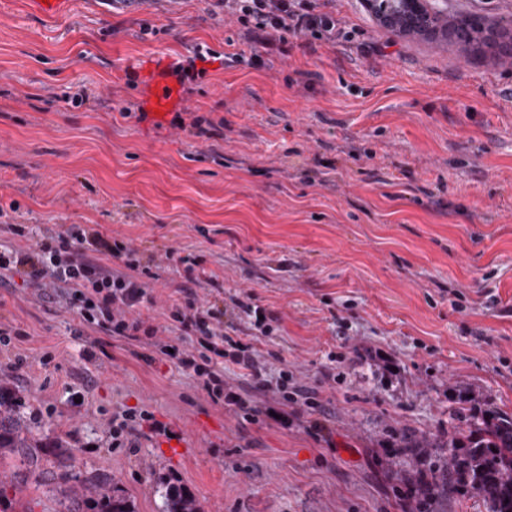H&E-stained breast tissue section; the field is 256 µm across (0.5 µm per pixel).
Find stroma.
<instances>
[{
  "mask_svg": "<svg viewBox=\"0 0 512 512\" xmlns=\"http://www.w3.org/2000/svg\"><path fill=\"white\" fill-rule=\"evenodd\" d=\"M325 8L348 40L291 36L256 66L218 0H67L54 17L0 0V244L20 224L33 242L88 225L131 245L158 273L139 310L156 326L184 281L167 251L195 257L199 298L268 380L319 392L287 424L245 421L10 277L0 384L135 512H162L167 481L201 512H417L423 456L398 433L462 436L467 396L512 414V55L388 31L362 0ZM460 12L512 30V0H448ZM154 54L185 71L183 125L138 115ZM247 294L276 317L270 335L232 312ZM126 409L147 418L116 446Z\"/></svg>",
  "mask_w": 512,
  "mask_h": 512,
  "instance_id": "1",
  "label": "stroma"
}]
</instances>
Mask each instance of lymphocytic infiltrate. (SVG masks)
Wrapping results in <instances>:
<instances>
[{
    "instance_id": "obj_1",
    "label": "lymphocytic infiltrate",
    "mask_w": 512,
    "mask_h": 512,
    "mask_svg": "<svg viewBox=\"0 0 512 512\" xmlns=\"http://www.w3.org/2000/svg\"><path fill=\"white\" fill-rule=\"evenodd\" d=\"M224 6L246 25L251 40L271 33L282 40L309 34L334 43L347 36L343 18L321 10L319 0H224ZM8 230L21 244L0 254L1 270L39 290H53L82 325L134 341L147 337L148 350L172 356L182 371L199 380L213 403L231 406L250 421L261 414L254 400L225 383L224 369L230 363L248 370L257 387L271 390L281 404L308 399L305 389L289 388L287 380L269 384L266 366L252 346L225 329L222 311L199 301L194 261L186 263L180 301L169 312L164 329L169 337L164 340L159 336L161 329L132 315L151 301L133 249L111 242L94 229L69 228L31 245L23 241L22 225H9ZM174 335L188 337L189 346L173 347Z\"/></svg>"
}]
</instances>
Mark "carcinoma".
<instances>
[{
  "instance_id": "cac0c4a2",
  "label": "carcinoma",
  "mask_w": 512,
  "mask_h": 512,
  "mask_svg": "<svg viewBox=\"0 0 512 512\" xmlns=\"http://www.w3.org/2000/svg\"><path fill=\"white\" fill-rule=\"evenodd\" d=\"M458 42L471 47L475 56L484 53L485 43L474 38L477 24L468 17L453 26ZM23 404L7 387L0 385V457L13 455L25 469L55 458L56 480L67 505L60 512H134L131 504L112 487V480L98 473L84 479L66 464L72 452L56 441L45 443L35 437L22 414ZM455 418L465 424L468 435L451 436L444 442L414 434L399 435L402 448H441L443 462L431 463L416 473L415 483L424 497L437 493L479 494L487 512H512V416L487 409L476 415L460 406ZM163 512H200L195 497L185 489L166 485L162 490Z\"/></svg>"
}]
</instances>
